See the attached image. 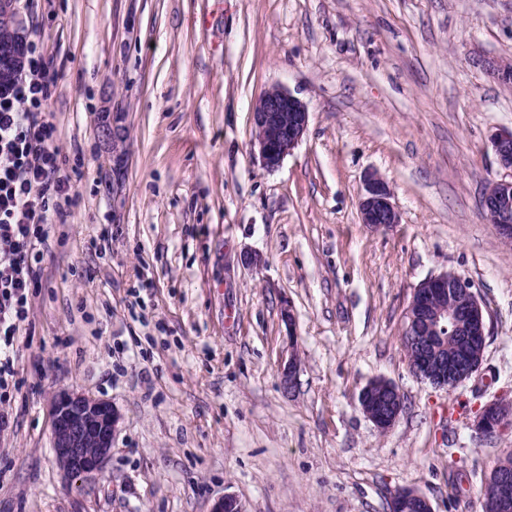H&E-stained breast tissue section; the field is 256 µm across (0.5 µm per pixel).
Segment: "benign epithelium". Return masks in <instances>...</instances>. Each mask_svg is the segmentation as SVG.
Here are the masks:
<instances>
[{"mask_svg": "<svg viewBox=\"0 0 512 512\" xmlns=\"http://www.w3.org/2000/svg\"><path fill=\"white\" fill-rule=\"evenodd\" d=\"M21 48L10 42H0V73L7 74L10 60ZM254 131L253 151L260 165L267 170L278 168L285 157L298 145L309 123L307 106L290 92L272 88L260 97L251 112ZM103 135L112 140V172L120 175L125 163L121 128L104 124ZM491 144L499 165L512 171V132L492 135ZM389 185L370 173L364 179L359 208L362 223L379 230L399 223V213L392 201ZM483 206L494 231L505 241L512 240V179L490 183L483 197ZM473 328L479 336H486V320L482 306L467 280L454 273L430 276L416 288L404 315L405 331L411 336H455L463 325ZM418 379L436 388L453 389L469 379L479 369L468 368L456 357L438 349L419 359ZM300 361L290 353L280 366L281 385L285 392L295 387ZM388 393L383 405L371 404L375 387ZM398 387L385 379H377L365 386L358 396V405L366 417L382 430L392 427L400 416ZM120 416L113 406L103 400L81 393L61 392L51 407L52 448L57 461L68 475H85L104 468L112 444L119 430ZM512 423L503 403L486 405L478 414L476 429L479 434L492 433ZM496 490V512H512V467H496L490 476ZM419 499L425 512H433L426 497L414 490H401L390 499V512H400L405 500Z\"/></svg>", "mask_w": 512, "mask_h": 512, "instance_id": "7a95c632", "label": "benign epithelium"}]
</instances>
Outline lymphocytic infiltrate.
Wrapping results in <instances>:
<instances>
[{"instance_id": "lymphocytic-infiltrate-1", "label": "lymphocytic infiltrate", "mask_w": 512, "mask_h": 512, "mask_svg": "<svg viewBox=\"0 0 512 512\" xmlns=\"http://www.w3.org/2000/svg\"><path fill=\"white\" fill-rule=\"evenodd\" d=\"M55 80L33 48L24 75L0 92V404L15 373L49 226L73 202L54 115L46 110Z\"/></svg>"}]
</instances>
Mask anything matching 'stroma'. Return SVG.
Instances as JSON below:
<instances>
[{
    "instance_id": "1",
    "label": "stroma",
    "mask_w": 512,
    "mask_h": 512,
    "mask_svg": "<svg viewBox=\"0 0 512 512\" xmlns=\"http://www.w3.org/2000/svg\"><path fill=\"white\" fill-rule=\"evenodd\" d=\"M57 80L47 109L77 201L49 228L0 431V512H388L410 488L434 512H483L512 458V244L481 206L512 178L489 144L512 130V0H15ZM279 87L310 112L269 171L252 103ZM120 113L127 154L112 187ZM400 222L362 224L367 173ZM263 256L245 265L244 253ZM466 278L486 318L479 371L446 391L408 368L415 288ZM290 307L292 325L281 318ZM295 332L292 392L280 364ZM405 398L380 431L371 381ZM73 391L121 416L105 467L65 477L50 406ZM102 133L107 138L112 140V172L119 176L125 163V152L121 150L120 144L123 141V134L121 128L116 124L112 116V125L105 123L102 126ZM380 386L386 389L389 398L382 406L371 404V395L374 388ZM375 400H382L385 393L380 388L376 389ZM401 393L398 387L385 379H377L365 386L358 396V405L366 417L374 423L378 429H389L392 427L400 416V397ZM510 424L511 417L509 418L508 409H505L502 402H495L486 405L480 411L477 416L476 429L479 434L486 436V434L493 433Z\"/></svg>"
}]
</instances>
